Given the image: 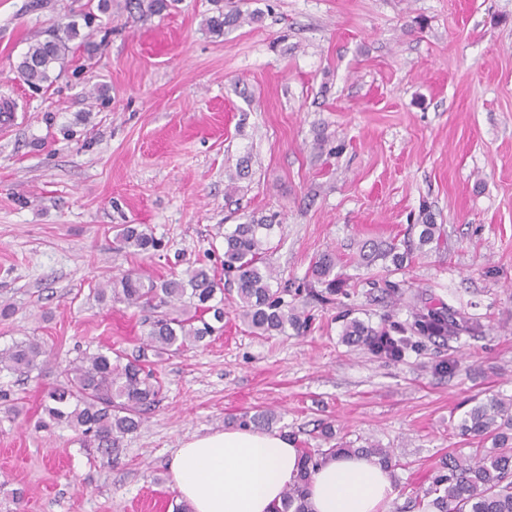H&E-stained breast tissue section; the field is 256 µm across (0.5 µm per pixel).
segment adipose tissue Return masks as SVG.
<instances>
[{
    "label": "adipose tissue",
    "mask_w": 512,
    "mask_h": 512,
    "mask_svg": "<svg viewBox=\"0 0 512 512\" xmlns=\"http://www.w3.org/2000/svg\"><path fill=\"white\" fill-rule=\"evenodd\" d=\"M300 469L287 438L229 427L192 438L169 470L171 485L192 512H273ZM395 496L389 470L362 456L329 457L307 489L309 512H389Z\"/></svg>",
    "instance_id": "adipose-tissue-1"
}]
</instances>
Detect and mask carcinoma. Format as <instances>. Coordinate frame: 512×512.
Wrapping results in <instances>:
<instances>
[{
	"label": "carcinoma",
	"instance_id": "cac0c4a2",
	"mask_svg": "<svg viewBox=\"0 0 512 512\" xmlns=\"http://www.w3.org/2000/svg\"><path fill=\"white\" fill-rule=\"evenodd\" d=\"M215 11L207 19L210 31L216 35L224 27L239 23L241 13L224 12L221 0H213ZM96 15L88 10L64 27L53 29L46 38L31 44L17 65L19 78L38 91L49 88L55 81V66H63L70 43L79 37V25L93 27ZM277 215L252 216L224 232V277L236 287L238 318L256 336L283 333L288 327L305 326L304 311L288 303V286L278 284L277 274L265 261L271 249L272 232ZM442 239L440 225L430 213L421 216L417 249L425 253ZM116 250L147 253L160 243L146 224H123L115 236ZM391 258L401 266L407 252L392 244L378 249L362 259L370 263L376 258ZM311 275L322 287L321 300L331 301L342 281L336 277V257H318ZM224 292L215 276L205 267L186 270L178 277L161 282L129 271L120 279L98 289L103 302L127 307L149 308L152 317L146 319L147 342L159 358L174 356L213 335L216 328L205 315L215 321L224 320V300L215 295ZM468 328V321L459 322L440 307H430L414 313L412 323L387 320V325L374 329L351 318L343 325L342 336L349 343H362L393 360L402 358L412 347L411 336H452ZM45 355L34 340L15 342L0 349V373L30 374L41 368ZM162 387L154 372L138 359H127L119 350L107 348L86 353L68 374L67 381L50 390L45 399L47 419L40 421L45 428L63 427L92 438L96 449L104 456L120 452L124 438L141 424L144 411L158 402ZM274 415L270 411L245 413L239 425L267 430ZM460 435L471 440L492 438L495 450L483 452L477 448L464 455L448 454L435 467L431 485L424 490L411 508L422 512H512V402L496 396L475 405L458 425ZM362 455L393 469L399 461L389 448L370 443L362 448H304L300 450V470L294 482L283 494L275 512H307L306 490L311 473L333 455Z\"/></svg>",
	"mask_w": 512,
	"mask_h": 512
}]
</instances>
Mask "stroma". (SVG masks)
<instances>
[{
  "label": "stroma",
  "mask_w": 512,
  "mask_h": 512,
  "mask_svg": "<svg viewBox=\"0 0 512 512\" xmlns=\"http://www.w3.org/2000/svg\"><path fill=\"white\" fill-rule=\"evenodd\" d=\"M86 2L0 0V96L18 107L0 135V300L15 305L0 348L46 351L30 375L0 374V507L173 512L176 450L269 409L299 448L328 423L336 444L394 449L399 512L442 455L475 450L456 430L475 402L512 399V0H224L243 20L220 36L212 0L159 14L110 0L93 58L30 89L21 57ZM425 207L440 249L397 272L362 264L363 246L402 244ZM274 212L267 261L308 328L252 335L225 287L221 331L155 364L160 400L119 455L39 427L82 353L153 356L147 311L100 302L99 285L201 265L223 277L225 230ZM121 224L149 225L158 251H116ZM325 253L343 281L326 303L302 293ZM388 276L405 286L393 307L375 286ZM427 302L480 327L417 337L397 361L342 339L346 318L377 328Z\"/></svg>",
  "instance_id": "stroma-1"
}]
</instances>
